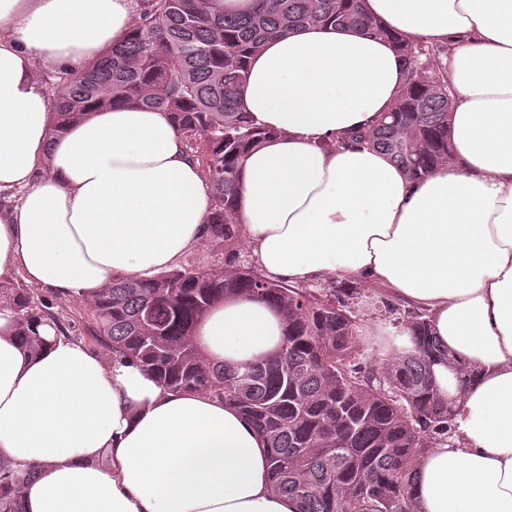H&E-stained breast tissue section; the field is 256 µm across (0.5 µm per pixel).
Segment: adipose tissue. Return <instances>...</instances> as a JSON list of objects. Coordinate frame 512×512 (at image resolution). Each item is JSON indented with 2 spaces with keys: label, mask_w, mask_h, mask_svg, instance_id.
Returning <instances> with one entry per match:
<instances>
[{
  "label": "adipose tissue",
  "mask_w": 512,
  "mask_h": 512,
  "mask_svg": "<svg viewBox=\"0 0 512 512\" xmlns=\"http://www.w3.org/2000/svg\"><path fill=\"white\" fill-rule=\"evenodd\" d=\"M386 30L448 49L450 163L411 180L383 153L334 147L396 101L404 61L386 38L310 25L250 60L242 105L274 135L246 157L240 221L273 279L385 287L427 312L459 381L455 442L431 446L419 512H512V0H363ZM136 24L134 0H0V280L21 274L63 300L116 275L146 278L205 237L210 194L169 115L106 106L53 134L38 73L76 69ZM37 334L33 348L24 337ZM285 340L275 307L213 306L197 347L217 363ZM0 457L30 471L23 512H299L270 487L266 440L239 409L172 392L0 301Z\"/></svg>",
  "instance_id": "obj_1"
}]
</instances>
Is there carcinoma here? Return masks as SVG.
I'll return each instance as SVG.
<instances>
[{
    "label": "carcinoma",
    "mask_w": 512,
    "mask_h": 512,
    "mask_svg": "<svg viewBox=\"0 0 512 512\" xmlns=\"http://www.w3.org/2000/svg\"><path fill=\"white\" fill-rule=\"evenodd\" d=\"M354 26L393 40L407 82L370 128L336 139L385 153L412 180L450 160L448 52L388 33L361 0H252L226 12L208 0H143L133 32L96 61L63 77L51 101L61 133L101 104L168 113L210 191L207 240L224 246V271L198 266L151 278L119 275L90 303L112 351L137 362L170 391L202 390L236 404L265 438L272 490L300 512H418L415 484L431 444L457 437L454 401L434 389L443 355L422 312L393 320L409 347L371 363L358 300L366 283L307 288L272 280L240 263L238 185L244 157L272 133L253 126L240 96L247 63L262 43L310 24ZM227 296L281 310L285 341L274 356L217 364L194 330ZM21 319L55 321L23 288L0 285ZM249 372L252 384L239 391ZM29 473L0 459V512H22Z\"/></svg>",
    "instance_id": "carcinoma-1"
}]
</instances>
